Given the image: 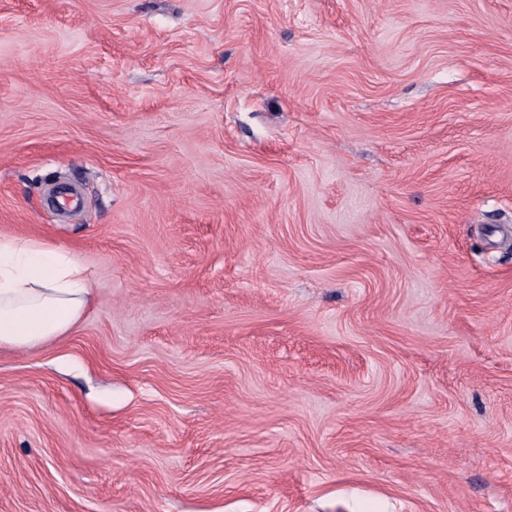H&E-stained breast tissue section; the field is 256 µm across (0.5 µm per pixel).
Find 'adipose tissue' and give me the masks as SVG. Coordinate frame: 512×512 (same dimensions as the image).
<instances>
[{
    "instance_id": "ef3b65f1",
    "label": "adipose tissue",
    "mask_w": 512,
    "mask_h": 512,
    "mask_svg": "<svg viewBox=\"0 0 512 512\" xmlns=\"http://www.w3.org/2000/svg\"><path fill=\"white\" fill-rule=\"evenodd\" d=\"M92 297L88 270L71 253L32 238L0 240V349L67 336Z\"/></svg>"
}]
</instances>
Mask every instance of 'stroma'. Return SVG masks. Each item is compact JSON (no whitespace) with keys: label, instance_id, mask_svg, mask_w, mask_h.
<instances>
[{"label":"stroma","instance_id":"stroma-1","mask_svg":"<svg viewBox=\"0 0 512 512\" xmlns=\"http://www.w3.org/2000/svg\"><path fill=\"white\" fill-rule=\"evenodd\" d=\"M0 512H512V0H0ZM92 297L88 270L71 253L32 238L0 240V349L67 336Z\"/></svg>","mask_w":512,"mask_h":512}]
</instances>
